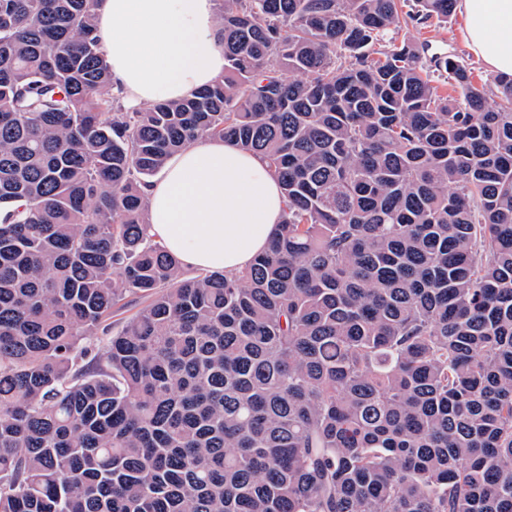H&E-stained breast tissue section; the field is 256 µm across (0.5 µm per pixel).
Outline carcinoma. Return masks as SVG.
<instances>
[{
    "label": "carcinoma",
    "mask_w": 512,
    "mask_h": 512,
    "mask_svg": "<svg viewBox=\"0 0 512 512\" xmlns=\"http://www.w3.org/2000/svg\"><path fill=\"white\" fill-rule=\"evenodd\" d=\"M98 2L0 0V512H512V79L374 49L457 0H222L224 77L144 110ZM200 136L286 199L239 273L148 234Z\"/></svg>",
    "instance_id": "cac0c4a2"
}]
</instances>
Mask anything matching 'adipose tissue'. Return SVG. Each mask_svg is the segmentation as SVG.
Here are the masks:
<instances>
[{
    "mask_svg": "<svg viewBox=\"0 0 512 512\" xmlns=\"http://www.w3.org/2000/svg\"><path fill=\"white\" fill-rule=\"evenodd\" d=\"M470 50L512 78V0H460ZM96 33L127 108L178 100L224 74L216 0H100ZM150 235L181 264L236 272L266 250L285 199L265 160L201 137L172 155L145 189Z\"/></svg>",
    "mask_w": 512,
    "mask_h": 512,
    "instance_id": "ef3b65f1",
    "label": "adipose tissue"
}]
</instances>
